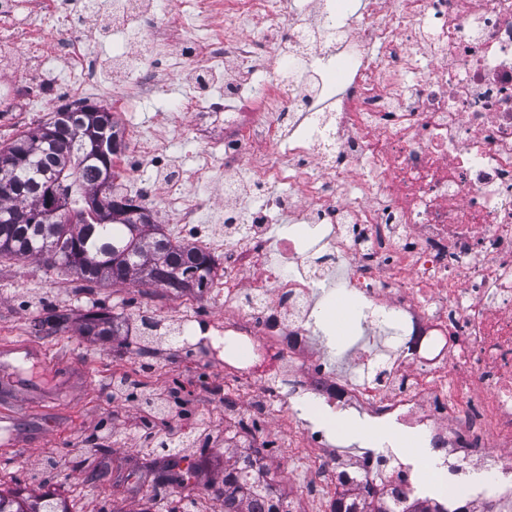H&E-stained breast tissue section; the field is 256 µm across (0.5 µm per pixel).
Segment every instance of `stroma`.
Listing matches in <instances>:
<instances>
[{
	"instance_id": "stroma-1",
	"label": "stroma",
	"mask_w": 512,
	"mask_h": 512,
	"mask_svg": "<svg viewBox=\"0 0 512 512\" xmlns=\"http://www.w3.org/2000/svg\"><path fill=\"white\" fill-rule=\"evenodd\" d=\"M83 28L97 55L102 87L124 84L126 71L113 67L112 59L132 51V44L114 41L111 24L101 17L86 16ZM37 66L48 80L32 93L28 111L0 112V147L50 121L63 104L52 97L51 85L72 80L68 60L49 49ZM185 86L184 74L175 73L165 91L115 114L118 127L166 126ZM205 124L203 114H195L188 129L171 138L165 167L147 163L121 179L124 194L143 200L158 224L168 222L164 203L144 197L142 189L161 186L163 170L173 171L185 190L205 201L224 197L221 158L213 159L207 178L197 176ZM180 307L178 294L150 285L88 286L40 259H0V349L22 343L38 356L37 362L18 360L12 369L0 370V413L13 422L11 432L0 435V490L53 493L65 499L70 512H180L179 494L153 483L165 456L150 453L139 437L151 426L176 430L188 422L223 430L224 392L233 386L223 364L206 361L202 352L143 344L141 314L153 313L172 326ZM334 308L331 301L324 306L326 314ZM91 310L116 316L118 335H82L83 316ZM53 312L67 315V324L34 333L33 321ZM326 314L317 318V332L331 355L343 358L364 336L365 315L350 306L346 328L339 331ZM288 413L287 425L269 410L258 433L275 442V450L263 454V465L274 488L293 497L298 512H318L320 479L288 451L296 426L323 427L354 454H397L416 475L417 494L438 495L433 473L444 463L425 448L421 431L392 421L375 424L311 397L292 400ZM236 456L223 440L206 438L180 453V460L198 466L193 490L198 512H224V464Z\"/></svg>"
}]
</instances>
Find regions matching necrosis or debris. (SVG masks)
<instances>
[{
    "instance_id": "necrosis-or-debris-1",
    "label": "necrosis or debris",
    "mask_w": 512,
    "mask_h": 512,
    "mask_svg": "<svg viewBox=\"0 0 512 512\" xmlns=\"http://www.w3.org/2000/svg\"><path fill=\"white\" fill-rule=\"evenodd\" d=\"M145 2L82 6L110 12L113 27L135 39V58L115 57L129 79L110 92L111 108L163 91L168 76L152 61L188 32L196 49L179 66L196 84L215 82L227 59L238 77L220 101L184 92L166 133L133 131L119 168L163 160L169 133L203 110L223 133L206 145L199 172L223 157L225 197L298 189L237 212L216 232L218 210L170 183L179 239L224 258L206 290L223 299V322L201 323L191 292L177 335L223 358L240 387L272 384L280 407L311 396L422 430L444 461L492 475L495 512H512V0H309L291 23L290 0H192L165 22ZM217 10L219 27L210 22ZM258 15L268 23L260 35L251 29ZM73 16L71 0H0V58L27 72L26 83L0 85V111L27 106L42 82L28 65L49 44L78 73L58 95L97 90L95 58L69 31ZM273 44L278 63L261 71ZM321 56L341 67L337 81ZM256 141L264 151L253 150ZM271 210L310 225L311 235L277 236ZM332 282L367 312L370 328L391 333L390 347L358 352L352 373L328 360L315 331L318 289ZM296 445L331 489L365 471L413 495L398 458L348 456L311 425Z\"/></svg>"
}]
</instances>
